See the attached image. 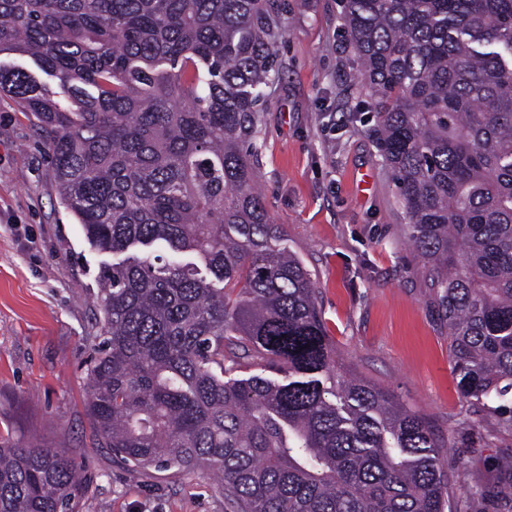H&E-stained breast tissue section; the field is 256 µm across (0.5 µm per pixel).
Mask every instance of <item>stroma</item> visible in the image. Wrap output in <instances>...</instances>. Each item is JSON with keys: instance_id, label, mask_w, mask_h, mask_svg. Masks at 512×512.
<instances>
[{"instance_id": "stroma-1", "label": "stroma", "mask_w": 512, "mask_h": 512, "mask_svg": "<svg viewBox=\"0 0 512 512\" xmlns=\"http://www.w3.org/2000/svg\"><path fill=\"white\" fill-rule=\"evenodd\" d=\"M280 77L264 88L254 164L281 248L316 285L330 348L349 373L421 413L440 440L449 499L487 488L507 512L512 392L463 398L448 339L372 136L371 94L341 0H280ZM370 175L363 185L362 175ZM61 204L32 116L0 93V434L65 452L85 475L82 512H231L212 472L134 473L97 445L87 366L103 317L102 266Z\"/></svg>"}]
</instances>
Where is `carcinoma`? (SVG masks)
<instances>
[{
	"label": "carcinoma",
	"mask_w": 512,
	"mask_h": 512,
	"mask_svg": "<svg viewBox=\"0 0 512 512\" xmlns=\"http://www.w3.org/2000/svg\"><path fill=\"white\" fill-rule=\"evenodd\" d=\"M343 8L460 394L511 390L512 0ZM284 34L276 0H0V53L76 106L0 66L60 203L99 251L145 248L100 275L98 445L136 470L206 468L233 512H444L439 439L342 371L256 189ZM256 361L279 378L229 377ZM82 495L70 457L0 435V512H79ZM0 65H4L6 67L19 68L28 71L34 74L42 83L47 85L52 92L59 91L57 88L56 81L40 72L33 59L28 55L10 51L2 52L0 53Z\"/></svg>",
	"instance_id": "cac0c4a2"
}]
</instances>
